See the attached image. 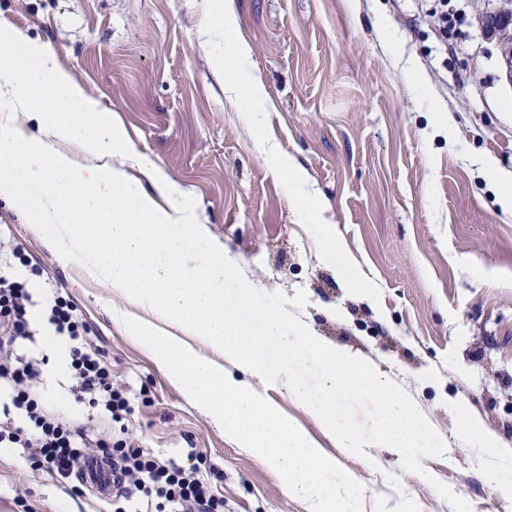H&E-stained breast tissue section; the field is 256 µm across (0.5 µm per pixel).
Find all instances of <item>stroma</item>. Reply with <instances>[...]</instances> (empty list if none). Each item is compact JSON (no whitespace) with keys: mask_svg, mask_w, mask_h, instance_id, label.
<instances>
[{"mask_svg":"<svg viewBox=\"0 0 512 512\" xmlns=\"http://www.w3.org/2000/svg\"><path fill=\"white\" fill-rule=\"evenodd\" d=\"M450 5L458 36L446 45L432 0H235L237 35L268 97L263 136L304 173L340 257L318 243L228 100L211 66L220 46L207 31L208 0H0V18L45 43L119 116L135 148L190 193L249 285L230 300L250 325L253 352L320 382V365L250 320L253 309H280L322 342L363 355L446 443L407 458L379 448L368 467L286 392L256 382L338 469L357 476L361 512H378L380 500H409L419 512H512L485 480L495 464L512 478V462H498L468 426L478 420L512 448V211L483 167L489 160L512 171V85L474 0ZM441 108L453 117L446 130L435 121ZM0 230L77 303L114 379L131 390L137 441L181 463L203 456L224 512H308L114 323L118 299L85 283L1 200ZM375 408L371 391L341 392L336 424L370 422ZM415 463L434 485L412 472ZM108 508L31 471L19 449L0 455V512Z\"/></svg>","mask_w":512,"mask_h":512,"instance_id":"stroma-1","label":"stroma"}]
</instances>
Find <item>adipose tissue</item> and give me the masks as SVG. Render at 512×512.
<instances>
[{"label": "adipose tissue", "instance_id": "obj_1", "mask_svg": "<svg viewBox=\"0 0 512 512\" xmlns=\"http://www.w3.org/2000/svg\"><path fill=\"white\" fill-rule=\"evenodd\" d=\"M212 19L224 29L213 59L224 90L254 129L265 120L267 96L248 71L249 49L235 34L233 0H211ZM22 52H14L13 44ZM274 160L298 212L314 224L325 248L338 251L321 206L302 172L263 145ZM0 199L24 218L29 232L53 246L67 240L64 263L89 284L108 289L123 310L116 319L153 354L157 367L187 393L225 434L269 460L289 494L305 495L310 512H341L339 490H354L321 448L293 426L234 370L275 380L329 433L336 392L371 390L378 409L370 428L351 426L344 440L365 464L376 447L407 454L436 438L417 422L411 403L363 358L323 344L304 327L293 331L307 356L321 364L318 388L265 365L245 343L248 333L224 299L232 283L224 257L181 186L135 152L118 117L100 108L56 62L48 46L0 21ZM210 355L196 351V344ZM233 372H226L225 364Z\"/></svg>", "mask_w": 512, "mask_h": 512}]
</instances>
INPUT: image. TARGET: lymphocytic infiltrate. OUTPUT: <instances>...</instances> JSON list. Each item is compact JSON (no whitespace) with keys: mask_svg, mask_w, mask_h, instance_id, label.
<instances>
[{"mask_svg":"<svg viewBox=\"0 0 512 512\" xmlns=\"http://www.w3.org/2000/svg\"><path fill=\"white\" fill-rule=\"evenodd\" d=\"M25 261L19 245L0 238V389L8 390L14 409L0 418V447L22 449L31 470L64 481L80 462L110 461L118 483L112 512H224L200 467L113 435V424L132 412L130 399L113 381L107 353L90 340L74 300L58 291L43 316L54 335L68 340L72 398L61 410L40 397V363L18 350L35 320L30 286L12 273Z\"/></svg>","mask_w":512,"mask_h":512,"instance_id":"1","label":"lymphocytic infiltrate"}]
</instances>
